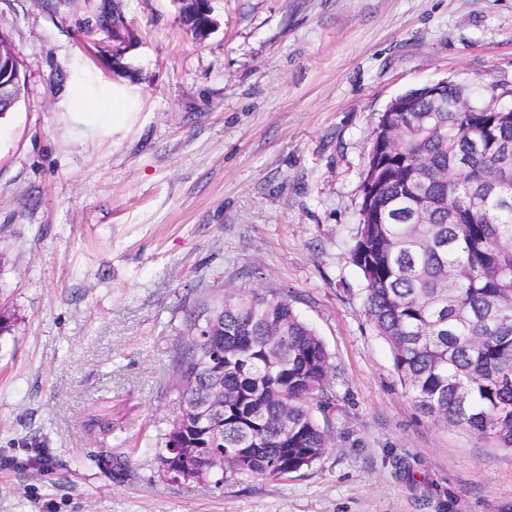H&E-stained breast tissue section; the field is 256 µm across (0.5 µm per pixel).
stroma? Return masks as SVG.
<instances>
[{"instance_id": "1", "label": "stroma", "mask_w": 512, "mask_h": 512, "mask_svg": "<svg viewBox=\"0 0 512 512\" xmlns=\"http://www.w3.org/2000/svg\"><path fill=\"white\" fill-rule=\"evenodd\" d=\"M210 4L198 36L175 0H0L25 79L0 116V512H512V450L416 406L350 260L381 114L512 87V0ZM230 291L316 329L335 445L281 480H173L185 313Z\"/></svg>"}]
</instances>
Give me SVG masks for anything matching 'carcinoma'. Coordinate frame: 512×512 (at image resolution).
<instances>
[{
	"label": "carcinoma",
	"mask_w": 512,
	"mask_h": 512,
	"mask_svg": "<svg viewBox=\"0 0 512 512\" xmlns=\"http://www.w3.org/2000/svg\"><path fill=\"white\" fill-rule=\"evenodd\" d=\"M512 112H436L417 97L378 121L350 259L364 313L434 420L512 448ZM224 335L196 339L202 318ZM224 354L219 359L216 354ZM174 372L188 403L224 388V422L179 413L157 459L190 480H278L331 447L326 347L284 296H224L185 315ZM224 455V472L209 460Z\"/></svg>",
	"instance_id": "1"
}]
</instances>
